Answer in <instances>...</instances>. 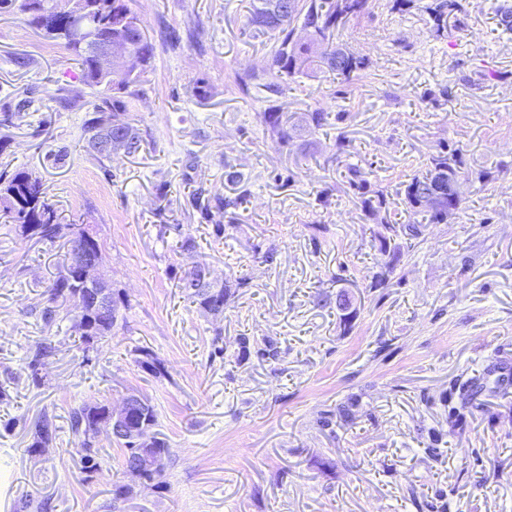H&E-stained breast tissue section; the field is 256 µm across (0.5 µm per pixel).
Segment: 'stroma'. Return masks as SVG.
I'll return each instance as SVG.
<instances>
[{"label":"stroma","instance_id":"stroma-1","mask_svg":"<svg viewBox=\"0 0 512 512\" xmlns=\"http://www.w3.org/2000/svg\"><path fill=\"white\" fill-rule=\"evenodd\" d=\"M251 2L131 0L155 56L120 117L145 144L107 158L87 149L79 106L94 95L76 61L0 16V110L21 87L41 99L0 127V167L41 177L59 224L93 228L127 299L96 348L83 349L72 313L44 327L67 240L0 222V512H20L28 495L47 512H512V36L500 0H468L463 31L441 38L421 12L369 0L338 36L370 60L358 79L311 73L262 94L240 82L274 47L248 27ZM479 66L492 77L476 88ZM272 106L288 141L263 122ZM315 110L326 126H309ZM443 146L461 149L470 174L463 212L399 238L400 265L372 287L377 226L346 165L388 189L403 223L406 183ZM483 169L493 181H475ZM199 187L208 222L188 202ZM236 197L232 223L224 201ZM186 235L195 252L180 250ZM201 260L231 287L223 316L178 286ZM41 342L55 353L36 384L27 364ZM268 342L277 358L260 355ZM141 347L163 374L138 366ZM129 392L155 406L169 457L162 487L117 501L112 484L128 477L116 442L99 434L101 470L82 471L67 416ZM43 415L57 435L35 455Z\"/></svg>","mask_w":512,"mask_h":512}]
</instances>
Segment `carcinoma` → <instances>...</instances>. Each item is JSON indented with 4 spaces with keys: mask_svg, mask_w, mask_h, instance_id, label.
<instances>
[{
    "mask_svg": "<svg viewBox=\"0 0 512 512\" xmlns=\"http://www.w3.org/2000/svg\"><path fill=\"white\" fill-rule=\"evenodd\" d=\"M53 0H0V15L20 14L25 24L35 28L40 24L44 12L51 8ZM369 0H253L248 25L257 33L268 34L274 39V50L267 68L260 74L255 72L248 75L255 88L259 90H278L273 80L288 82V79L319 69L336 75L343 82H350L369 66V59L363 56L346 57L336 61L342 52L341 46L335 44L336 34L345 26L350 18L363 13ZM78 7L83 11L86 26L98 36L112 33L115 38H121L128 45V52L134 58V63L122 72L107 77L99 69L94 52L89 44L82 39L73 37L67 26L59 24L43 31L46 38L61 44L70 55L74 56L81 68L82 81L95 90L97 102L85 112L83 130L86 143L101 137L109 118L117 116L124 109L120 95L132 87H139L144 81L145 74L154 58V45L146 37L142 20L132 11L128 0H79ZM416 9L427 15L426 21L431 31L438 37L448 32V20L455 19V27L462 25L458 15L465 13L462 0H393V9L404 13ZM496 15L498 26L502 32L512 34V3L503 0ZM302 30L305 36H296V30ZM32 91L28 88L16 95L18 102L15 110L5 112L0 116V125L8 127L16 114L31 104ZM263 122L273 132L285 139L288 132L281 127L282 113L269 109L263 113ZM125 137L128 139L127 154L138 153L144 137L140 129L125 123ZM446 173L457 178L466 173L457 152L439 151L431 156L423 171L415 174L405 185V204L415 219L395 225L384 215L386 195L384 190L370 189L366 172L353 165L346 167L345 178L349 187L358 196L360 206L365 215L382 226L377 232L379 251L388 257L381 271L374 276V283L384 284L390 274L401 262L400 247L391 245V240L398 236L409 239L418 238L426 224H440L444 217L440 213L421 209L417 206V193L422 187L433 182L438 175ZM189 203L197 211L200 218L208 221L212 217L210 201L199 190L189 198ZM0 217L19 225L23 230L31 226L30 237L52 241L58 237L61 225L57 223V215L53 205L45 194L42 180L27 170H17L13 173H0ZM178 287L184 289L186 296L204 313L215 316L224 314V304L230 293V286L222 284L212 292L193 291L186 287L185 276L178 278ZM85 289L78 278L69 272L68 265H63L58 277L49 289L48 305L43 308L41 319L49 327L55 321L57 309L54 306L59 300L77 305ZM126 305L124 295L115 292V307L106 318H100L91 325L92 332L80 336L85 349L91 347V336L103 341L112 336L117 326L120 309ZM52 353V346L41 343L37 346L28 368L33 377H38V366ZM137 362L146 372L153 375L162 373L163 366L154 353L147 348L137 350ZM106 405L81 404L68 411L69 429L78 440L82 469L94 472L100 467V449L95 447L96 434L91 427L96 418L103 417ZM56 426L53 419L43 415L31 429L29 451L39 452L47 448L55 439Z\"/></svg>",
    "mask_w": 512,
    "mask_h": 512,
    "instance_id": "obj_1",
    "label": "carcinoma"
}]
</instances>
